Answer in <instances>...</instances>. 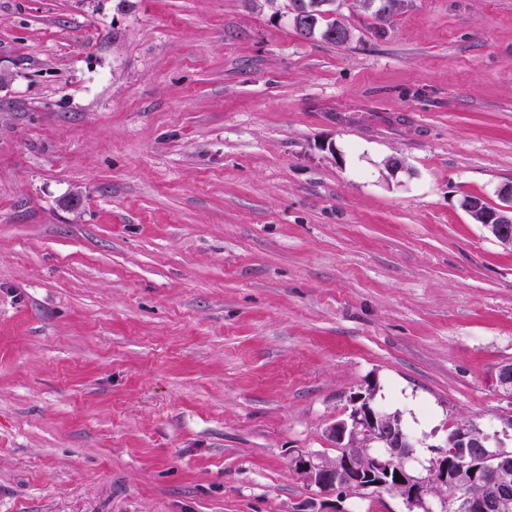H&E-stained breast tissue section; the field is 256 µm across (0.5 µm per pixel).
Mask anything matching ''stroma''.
<instances>
[{
	"label": "stroma",
	"instance_id": "1",
	"mask_svg": "<svg viewBox=\"0 0 512 512\" xmlns=\"http://www.w3.org/2000/svg\"><path fill=\"white\" fill-rule=\"evenodd\" d=\"M287 12L0 0V512H408L294 460L512 411V0ZM315 1H319V5L324 2H326L324 4H328V2H334L335 0H289L291 11H289L288 19L291 20L295 30L306 38L319 36L321 39L334 44H343L348 41L351 36L342 19H336V17L330 15L331 12L336 11V14L338 13L343 1L336 0V8L331 5H323L310 9ZM292 11L303 13L306 27L295 24L294 16H291ZM499 196L500 202L491 206V211L480 210V205L473 208H464L470 215L477 213L478 223L497 240L503 244L512 245V235L504 229V225H512V186L502 188L499 191Z\"/></svg>",
	"mask_w": 512,
	"mask_h": 512
}]
</instances>
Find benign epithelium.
<instances>
[{
    "instance_id": "benign-epithelium-1",
    "label": "benign epithelium",
    "mask_w": 512,
    "mask_h": 512,
    "mask_svg": "<svg viewBox=\"0 0 512 512\" xmlns=\"http://www.w3.org/2000/svg\"><path fill=\"white\" fill-rule=\"evenodd\" d=\"M499 196L500 202L490 211L478 206L468 207L466 211L478 215V223L497 240L512 245V235L504 229V225H512V186L502 188ZM329 437L347 448L337 462L322 464L303 454L295 461L309 482L323 492L382 487V482L375 485L369 482L372 471L379 469L400 476L395 485L403 502L411 509L434 512L431 483L436 481L448 487V494L439 501L440 512H512V493L505 489L501 469L495 466L508 455L504 445L505 440H512L511 413L500 417V428L491 433L483 430L475 433L463 427L455 429L441 444L443 451L429 459L425 478L414 475L408 465L418 441L409 436L402 424L395 423L392 416L378 410L369 394L356 397L351 422L334 424L329 429ZM373 444L383 453L370 457L371 465L367 466L361 460L359 449ZM466 448L478 449L488 474L483 480L484 488L476 495L460 491L459 482H448V454L456 456L457 470L463 472L470 466L464 452Z\"/></svg>"
}]
</instances>
